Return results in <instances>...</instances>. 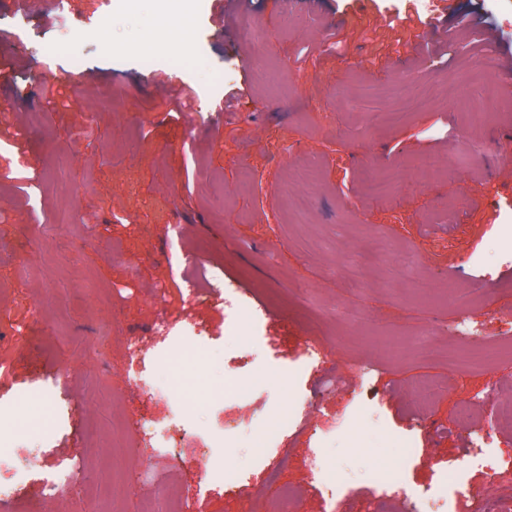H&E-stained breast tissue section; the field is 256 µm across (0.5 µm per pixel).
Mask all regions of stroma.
Segmentation results:
<instances>
[{
	"instance_id": "35a3bbf8",
	"label": "stroma",
	"mask_w": 512,
	"mask_h": 512,
	"mask_svg": "<svg viewBox=\"0 0 512 512\" xmlns=\"http://www.w3.org/2000/svg\"><path fill=\"white\" fill-rule=\"evenodd\" d=\"M219 2L180 29L166 0H0V403L34 476L0 512H280L290 489L293 512H361L392 473L385 512L447 477L456 512L512 503V112L462 117L512 79V0ZM428 155L458 163L423 182ZM465 316L486 362L453 369ZM464 409L498 473L468 464ZM128 415L170 448L116 447ZM73 462L93 485L44 497Z\"/></svg>"
}]
</instances>
